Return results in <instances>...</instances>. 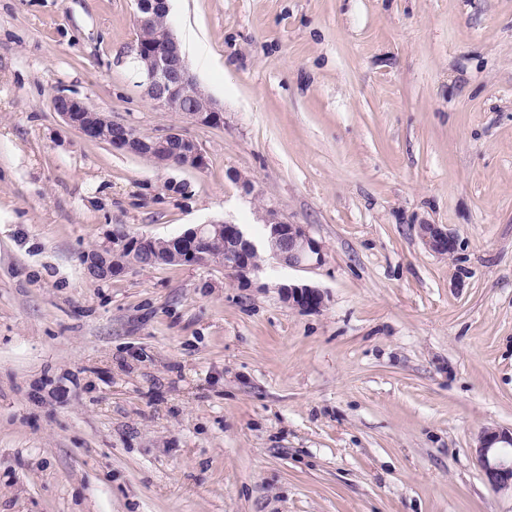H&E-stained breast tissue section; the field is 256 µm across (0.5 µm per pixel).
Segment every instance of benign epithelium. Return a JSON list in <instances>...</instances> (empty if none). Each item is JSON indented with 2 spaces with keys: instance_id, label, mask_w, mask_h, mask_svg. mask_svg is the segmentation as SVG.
<instances>
[{
  "instance_id": "obj_1",
  "label": "benign epithelium",
  "mask_w": 512,
  "mask_h": 512,
  "mask_svg": "<svg viewBox=\"0 0 512 512\" xmlns=\"http://www.w3.org/2000/svg\"><path fill=\"white\" fill-rule=\"evenodd\" d=\"M136 28L147 34L137 40L131 53L139 64V73L151 101L168 112H177L192 122L205 126L224 125V109L200 86L190 72L188 63L177 42L169 22V0H135ZM53 108L64 124L88 140L94 139L97 127L82 119L80 114L93 113L82 98L59 95ZM108 145L154 161H176L181 169L201 171L207 164L206 156L197 142L176 128H169L156 136H144L124 122H112V137ZM266 236L263 249L277 264L288 268H306L321 262L320 245L313 240L301 224H294L274 208L267 209ZM224 231V244L231 250L224 269L245 279L258 267V246L250 240L241 226L226 219L198 224L182 234L185 258L191 264L206 263L199 252L200 239L209 231ZM418 234L427 247L438 255L454 252L456 241L448 230L438 224L418 225ZM148 237L112 233L107 242L87 258L88 272L98 278H109L128 273L136 268L152 265L155 258L146 250ZM141 253L142 262L118 267L112 264L117 252ZM284 301L302 311H318L325 306L326 295L318 287L288 283L281 285ZM476 453L483 473L495 489L512 490V429L486 428L482 431Z\"/></svg>"
}]
</instances>
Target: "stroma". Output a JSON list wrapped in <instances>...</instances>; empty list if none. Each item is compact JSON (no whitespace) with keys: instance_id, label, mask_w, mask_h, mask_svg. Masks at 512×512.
<instances>
[{"instance_id":"1","label":"stroma","mask_w":512,"mask_h":512,"mask_svg":"<svg viewBox=\"0 0 512 512\" xmlns=\"http://www.w3.org/2000/svg\"><path fill=\"white\" fill-rule=\"evenodd\" d=\"M134 12L0 0V512H512L475 456L512 427V0H171L220 127L145 96ZM62 93L206 168L85 139ZM270 207L320 264L83 263ZM418 234L427 247L438 255H448L455 250L456 241L439 224L418 225ZM280 289L284 301L302 311H318L325 305L326 295L318 287L288 281Z\"/></svg>"}]
</instances>
